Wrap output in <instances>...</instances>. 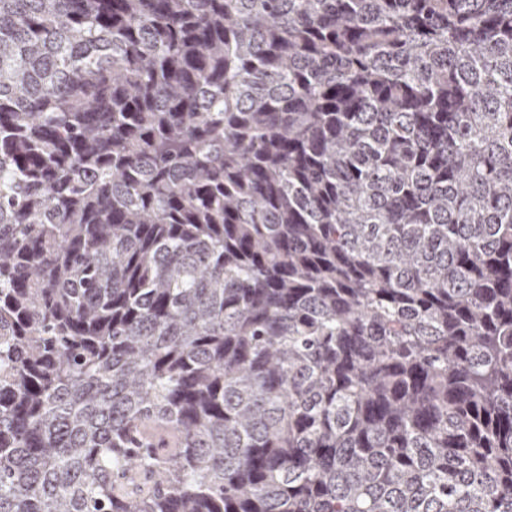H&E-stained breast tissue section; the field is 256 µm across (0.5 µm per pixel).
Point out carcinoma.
I'll list each match as a JSON object with an SVG mask.
<instances>
[{
  "label": "carcinoma",
  "mask_w": 512,
  "mask_h": 512,
  "mask_svg": "<svg viewBox=\"0 0 512 512\" xmlns=\"http://www.w3.org/2000/svg\"><path fill=\"white\" fill-rule=\"evenodd\" d=\"M0 512H512V0H0Z\"/></svg>",
  "instance_id": "cac0c4a2"
}]
</instances>
